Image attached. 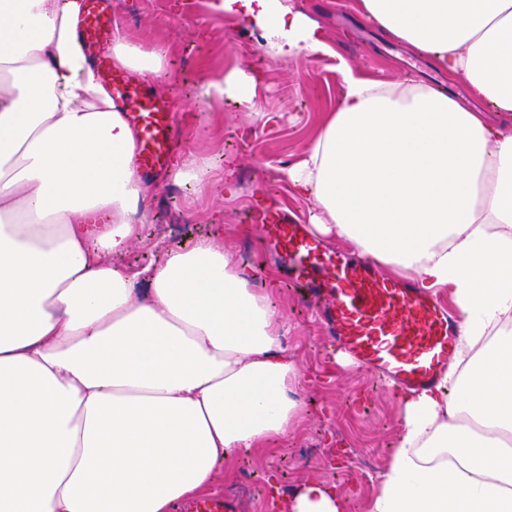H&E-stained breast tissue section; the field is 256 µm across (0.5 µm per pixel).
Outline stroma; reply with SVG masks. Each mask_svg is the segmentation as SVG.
Here are the masks:
<instances>
[{"label":"stroma","instance_id":"35a3bbf8","mask_svg":"<svg viewBox=\"0 0 512 512\" xmlns=\"http://www.w3.org/2000/svg\"><path fill=\"white\" fill-rule=\"evenodd\" d=\"M210 2L119 0L120 36L165 54L149 89L174 106L176 160L207 169L208 179L200 188L175 182L170 171L154 175L150 221L112 262L144 273L167 250L209 237L231 250L251 287L269 291L285 322L282 343L299 367L303 414L288 437L242 452L231 476L217 477L216 493L238 496L240 512H275L277 489L333 483L347 498L346 512H364L391 460L401 405L383 381L345 355L326 356L316 300L282 282L279 259L265 249L254 213L271 204L301 223L317 215L283 171L304 159L328 113L339 107L342 63L378 81L420 79L460 98L467 88L461 80L449 83L427 54L382 35L347 0H292L319 23L331 47L296 60L265 54L255 25L213 14ZM235 70L253 77L252 103L207 94L209 83Z\"/></svg>","mask_w":512,"mask_h":512}]
</instances>
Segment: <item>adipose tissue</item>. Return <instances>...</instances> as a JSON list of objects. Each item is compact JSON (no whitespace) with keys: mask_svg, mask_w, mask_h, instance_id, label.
<instances>
[{"mask_svg":"<svg viewBox=\"0 0 512 512\" xmlns=\"http://www.w3.org/2000/svg\"><path fill=\"white\" fill-rule=\"evenodd\" d=\"M469 101L344 66L288 180L335 238L461 315L455 362L405 397L366 512H512V0H354ZM263 50L327 51L284 0H213ZM82 0H0V512H172L303 405L282 320L223 246L169 251L147 281L112 265L153 189L136 132L76 41ZM336 485L287 512H344Z\"/></svg>","mask_w":512,"mask_h":512,"instance_id":"obj_1","label":"adipose tissue"}]
</instances>
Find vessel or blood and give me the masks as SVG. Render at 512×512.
Here are the masks:
<instances>
[{
    "label": "vessel or blood",
    "mask_w": 512,
    "mask_h": 512,
    "mask_svg": "<svg viewBox=\"0 0 512 512\" xmlns=\"http://www.w3.org/2000/svg\"><path fill=\"white\" fill-rule=\"evenodd\" d=\"M114 0H88L76 36L98 67L113 101L128 106L137 131V157L147 173L163 172L174 152L169 101L138 92L136 75L112 63ZM267 246L283 260L285 276L321 299L331 349H341L392 388L434 386L452 360L460 327L446 306L409 277H386L367 257H344L313 236L309 225L267 206L259 226ZM220 495L187 503L184 512H239Z\"/></svg>",
    "instance_id": "obj_1"
}]
</instances>
